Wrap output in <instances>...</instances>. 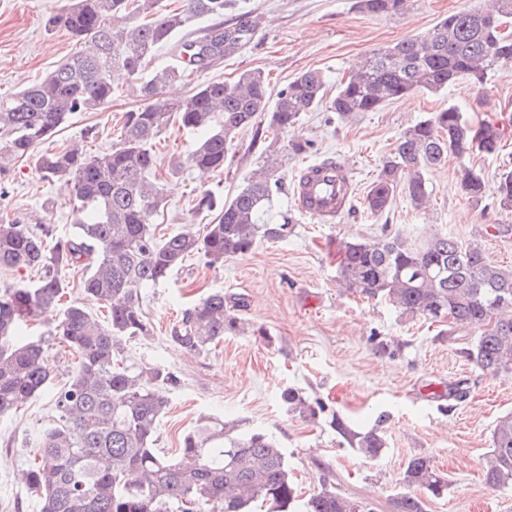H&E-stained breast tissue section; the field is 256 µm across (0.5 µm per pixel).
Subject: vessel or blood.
I'll list each match as a JSON object with an SVG mask.
<instances>
[{"mask_svg":"<svg viewBox=\"0 0 512 512\" xmlns=\"http://www.w3.org/2000/svg\"><path fill=\"white\" fill-rule=\"evenodd\" d=\"M355 192L350 168L341 161L308 166L295 188V204L304 215L323 224L338 223Z\"/></svg>","mask_w":512,"mask_h":512,"instance_id":"b4317fda","label":"vessel or blood"}]
</instances>
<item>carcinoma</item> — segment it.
<instances>
[{
	"instance_id": "obj_1",
	"label": "carcinoma",
	"mask_w": 512,
	"mask_h": 512,
	"mask_svg": "<svg viewBox=\"0 0 512 512\" xmlns=\"http://www.w3.org/2000/svg\"><path fill=\"white\" fill-rule=\"evenodd\" d=\"M405 2L357 0L371 15L395 13ZM231 6L232 0H186L177 12L163 9L162 0H64L46 26L64 28L84 50L37 82L0 96L1 177L75 113L110 107L115 88L135 83L140 97L137 107L123 113L120 139L110 150L89 155L71 143L37 158L41 177L69 190L76 214L70 236L50 245L42 232L0 221V268L44 270L34 283L0 290V416L44 392L56 412L24 460V481L39 512H291L299 502L282 448L262 431L239 433L234 424L211 421L185 434L174 454L156 448L168 406L164 387L178 379L160 365L135 370L119 363L124 341L150 334L142 312L146 289L166 281L186 257L199 254L211 267L249 253L261 238L277 242L292 233L287 214L278 224L265 217L280 190L282 155L308 150L309 142L300 139L271 141L263 164L231 199L202 192L196 209L215 214L204 234L186 228L164 237L154 227L166 200L149 180L157 163L153 145L171 124L197 136L184 165L222 172L239 130L255 128L257 140L270 130L287 133L302 113L323 102L325 81L316 71L298 75L275 95L264 71L252 69L232 81L200 84L182 97L165 96V87L182 80L189 67L211 68L251 42L258 21L224 19ZM194 18L212 24L196 39L178 40ZM510 18L512 0H489L479 12L450 14L430 32L370 52L340 82L331 111L348 118L416 90L438 92L461 79L473 87L484 84L495 67L512 64V33L502 31ZM163 46L178 64L148 70ZM503 138L498 125H475L454 107L432 113L405 129L383 160L366 209L385 210L399 188L414 208L425 207L428 168L450 154L493 155ZM459 186L466 196H479L481 170L463 167ZM499 207L512 211V174L501 184ZM75 269L82 272V291L108 309L107 321L72 303L53 335L19 339L23 327L59 304L69 288L65 274ZM338 271L350 290L438 323L450 340L461 330L474 333L458 353L481 371L512 377V269L489 262L479 240L462 243L443 232L413 239L398 231L373 242H347ZM243 306L240 297L210 292L185 310L171 339L204 353L240 331ZM52 340L78 360L61 386L44 359ZM281 401L292 412L316 418V409L296 389L284 390ZM350 441L369 458L384 448L375 429ZM483 478L492 488L512 484V415L496 423ZM400 483L397 512H427L425 498L448 491V476L423 454L409 458ZM301 512L371 508L323 487L302 501Z\"/></svg>"
}]
</instances>
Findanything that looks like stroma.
I'll return each instance as SVG.
<instances>
[{
    "label": "stroma",
    "mask_w": 512,
    "mask_h": 512,
    "mask_svg": "<svg viewBox=\"0 0 512 512\" xmlns=\"http://www.w3.org/2000/svg\"><path fill=\"white\" fill-rule=\"evenodd\" d=\"M481 2L406 0L402 11L377 16L361 12L357 0H233L228 17L262 16L254 39L218 66L187 72L177 88L185 94L258 68L279 90L300 73L315 70L332 97L341 78L371 51L429 32L449 14ZM61 4L0 0L1 96L35 83L77 51L65 30L45 26ZM138 103L127 85L114 92L108 109L74 114L52 139L35 147L34 157L11 168L0 216L46 227L55 240L70 234L74 216L67 189L40 178L35 156L73 142L93 154L109 150L120 134L123 112ZM450 106L475 122L512 123V64L495 68L481 87L460 82L435 93L419 90L347 120L324 106L303 113L296 131L311 147L289 156L275 200L276 210L292 218L288 239L259 241L250 253L214 267L201 256L187 258L164 283L147 289L144 311L151 333L128 340L123 356L138 366H165L179 379L167 392L158 447L175 451L183 436L207 419L236 420L242 429L273 436L303 493L326 484L369 502L374 512H395L405 465L422 453L448 476L447 493L428 500L429 512H512V485L491 489L482 477L493 429L512 414V377L473 368L440 335L438 325L400 315L383 299L353 292L339 280V242L374 240L412 228L481 240L489 261L512 266V234L496 231L498 225H512V212L500 209L497 191L512 172V134L498 154L474 160L484 176L480 199L461 192L459 161L452 156L426 172L429 208L414 209L402 191L382 213L365 208L381 162L401 133ZM252 135V130L241 131L223 172L203 176L182 166L192 134L173 125L156 139L154 181L167 199L157 219L158 234L188 227L200 232L212 223L213 214L196 211L195 200L206 189L228 199L236 194L263 150ZM327 158L346 162L356 182V197L338 224L319 223L295 207L299 172ZM216 290L244 297L238 316L245 329L206 353H187L170 341V332L188 305ZM260 328L265 331L261 337L256 334ZM461 381L467 396L450 399L449 386ZM288 387L321 404L322 412L311 420L287 411L280 394ZM53 414L49 397L40 395L0 418V512H31L21 505L27 489L19 477L18 454L29 449ZM373 429L385 447L370 459L353 447L350 436Z\"/></svg>",
    "instance_id": "1"
}]
</instances>
